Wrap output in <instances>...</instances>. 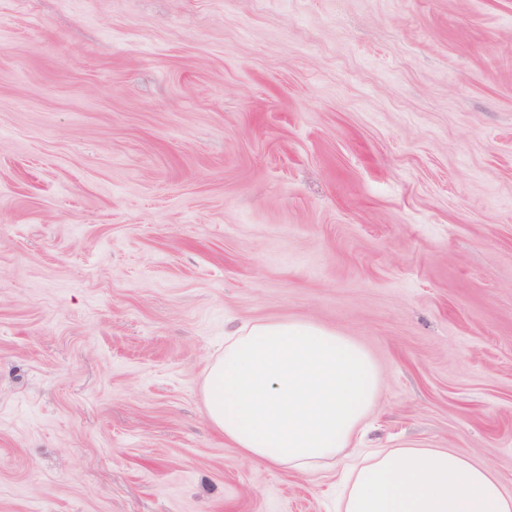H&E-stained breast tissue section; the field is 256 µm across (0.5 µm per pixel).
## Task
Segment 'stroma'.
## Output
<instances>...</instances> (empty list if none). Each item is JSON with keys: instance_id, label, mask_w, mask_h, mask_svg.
Returning <instances> with one entry per match:
<instances>
[{"instance_id": "35a3bbf8", "label": "stroma", "mask_w": 512, "mask_h": 512, "mask_svg": "<svg viewBox=\"0 0 512 512\" xmlns=\"http://www.w3.org/2000/svg\"><path fill=\"white\" fill-rule=\"evenodd\" d=\"M283 319L512 489V0H0V512H336L205 415Z\"/></svg>"}]
</instances>
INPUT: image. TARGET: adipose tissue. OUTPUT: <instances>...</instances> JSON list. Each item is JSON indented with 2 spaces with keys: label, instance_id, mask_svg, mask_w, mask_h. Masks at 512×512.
I'll return each mask as SVG.
<instances>
[{
  "label": "adipose tissue",
  "instance_id": "1",
  "mask_svg": "<svg viewBox=\"0 0 512 512\" xmlns=\"http://www.w3.org/2000/svg\"><path fill=\"white\" fill-rule=\"evenodd\" d=\"M379 378L348 338L296 320L255 322L203 383L211 425L247 458L307 473L347 451ZM338 512H512V490L460 448H388L353 461Z\"/></svg>",
  "mask_w": 512,
  "mask_h": 512
}]
</instances>
